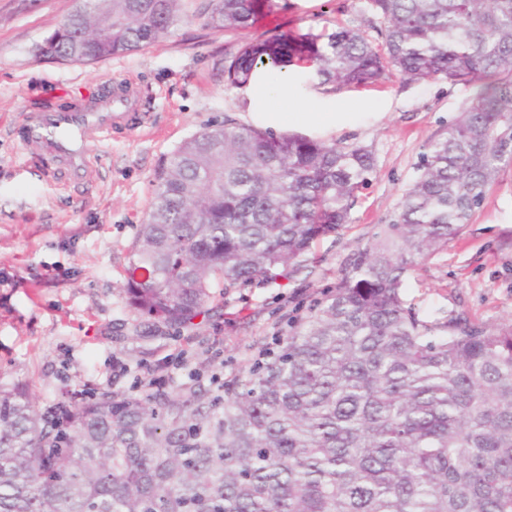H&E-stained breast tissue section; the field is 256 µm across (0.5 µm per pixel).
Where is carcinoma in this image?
<instances>
[{"mask_svg": "<svg viewBox=\"0 0 512 512\" xmlns=\"http://www.w3.org/2000/svg\"><path fill=\"white\" fill-rule=\"evenodd\" d=\"M181 0H93L44 57L87 63L158 42ZM384 48L356 28L291 30L226 55L256 71L311 67L322 84L480 81L427 146L394 223L353 252L282 350L207 393L102 387L55 420L0 388V512H512V324L427 321L403 288L417 259L461 232L512 165V0H367ZM275 0H212L241 31ZM375 169L364 147L211 125L159 175L125 277L139 315L181 328L214 288L294 273L350 223Z\"/></svg>", "mask_w": 512, "mask_h": 512, "instance_id": "carcinoma-1", "label": "carcinoma"}]
</instances>
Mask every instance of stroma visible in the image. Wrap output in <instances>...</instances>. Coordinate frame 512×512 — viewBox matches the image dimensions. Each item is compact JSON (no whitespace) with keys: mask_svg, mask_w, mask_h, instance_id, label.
Listing matches in <instances>:
<instances>
[{"mask_svg":"<svg viewBox=\"0 0 512 512\" xmlns=\"http://www.w3.org/2000/svg\"><path fill=\"white\" fill-rule=\"evenodd\" d=\"M277 2L281 11L255 28L225 32L209 24V0H182L183 21L158 43L81 64L35 56L77 0H0V387L23 386L42 409L102 386L138 396L160 375L169 393L195 382L212 388L286 338L334 289L348 256L394 222L428 143L446 132L475 84L393 76L337 89L299 70L288 95L277 80L266 85L270 105L291 115L281 133L374 155L351 223L318 241L292 277L217 288L209 314L194 326L171 328L127 305L130 247L162 164L209 125H263L246 90L226 85V54L279 26L316 33L357 27L373 45L382 43L366 0ZM122 84L139 89L135 116L102 144L100 161L81 181L48 178L45 153L8 134L44 100L87 104ZM404 296L422 319L456 311L479 325L512 323V167L487 187L462 232L420 260Z\"/></svg>","mask_w":512,"mask_h":512,"instance_id":"obj_1","label":"stroma"}]
</instances>
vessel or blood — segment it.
Here are the masks:
<instances>
[{
	"instance_id": "obj_1",
	"label": "vessel or blood",
	"mask_w": 512,
	"mask_h": 512,
	"mask_svg": "<svg viewBox=\"0 0 512 512\" xmlns=\"http://www.w3.org/2000/svg\"><path fill=\"white\" fill-rule=\"evenodd\" d=\"M131 104V95L120 93L71 111L40 105L25 114L18 136L24 143L40 146L55 170L77 180L89 164L93 147L131 120Z\"/></svg>"
}]
</instances>
